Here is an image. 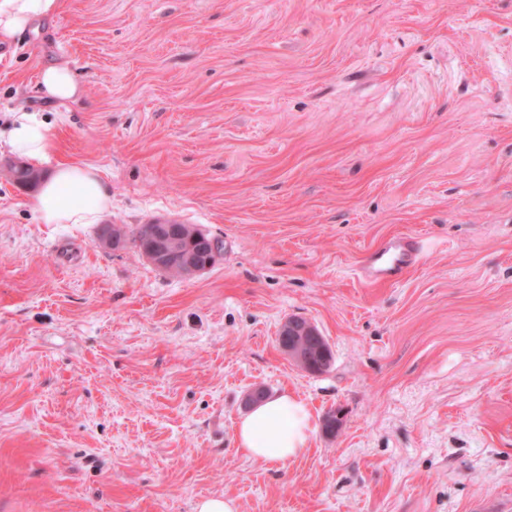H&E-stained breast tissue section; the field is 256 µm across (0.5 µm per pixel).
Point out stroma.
Segmentation results:
<instances>
[{
    "instance_id": "1",
    "label": "stroma",
    "mask_w": 512,
    "mask_h": 512,
    "mask_svg": "<svg viewBox=\"0 0 512 512\" xmlns=\"http://www.w3.org/2000/svg\"><path fill=\"white\" fill-rule=\"evenodd\" d=\"M62 3L0 46V126L42 110L105 223L224 251L170 275L0 171V512H512V0ZM397 235L415 263L358 280ZM291 316L328 371L281 350ZM256 387L309 404L304 455L237 448ZM47 100L63 103L78 92V84L70 68L65 63H54L43 68L39 76ZM178 226L180 227V240L178 246L185 249V251H180L177 257L181 273L189 276L203 270L202 265H205L206 263H209L210 265L213 264L217 256H219L224 249L223 242L213 237L219 243L218 254L214 256L202 253L198 257V254L203 251H211L213 254H216L215 241L205 235L196 234L192 238L191 245L186 248L192 235L200 232V229L192 224H178ZM197 258H199L202 265L198 262ZM279 339L283 352L301 366L306 367L314 359H319L322 368H326L330 363L323 336L311 322L305 319L289 317L285 320L281 326L278 341ZM331 363L328 368L320 370L317 361H314L304 370L310 374H321L330 368Z\"/></svg>"
}]
</instances>
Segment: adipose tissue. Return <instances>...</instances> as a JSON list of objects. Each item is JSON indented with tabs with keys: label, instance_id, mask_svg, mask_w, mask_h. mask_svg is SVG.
<instances>
[{
	"label": "adipose tissue",
	"instance_id": "obj_1",
	"mask_svg": "<svg viewBox=\"0 0 512 512\" xmlns=\"http://www.w3.org/2000/svg\"><path fill=\"white\" fill-rule=\"evenodd\" d=\"M61 0H0V43L13 42L34 22L55 17ZM0 144L34 165L52 163L56 142L39 111L19 108ZM35 199L47 224H95L112 209V191L98 169L77 163L52 164ZM312 433L308 406L281 393L254 406L237 429L236 445L250 459L284 463L306 452Z\"/></svg>",
	"mask_w": 512,
	"mask_h": 512
}]
</instances>
